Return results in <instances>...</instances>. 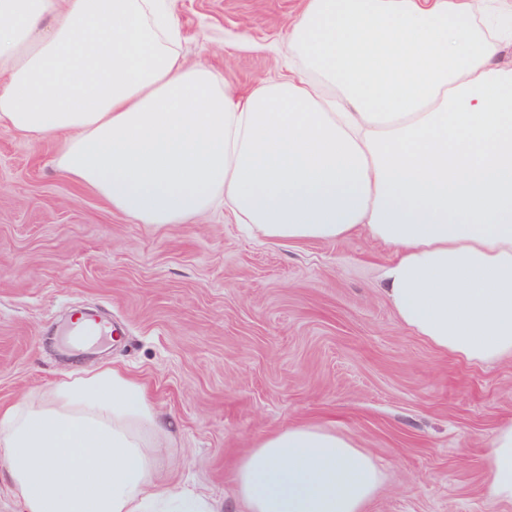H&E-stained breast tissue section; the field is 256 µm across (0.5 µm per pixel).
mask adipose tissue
I'll list each match as a JSON object with an SVG mask.
<instances>
[{
  "label": "adipose tissue",
  "instance_id": "ef3b65f1",
  "mask_svg": "<svg viewBox=\"0 0 512 512\" xmlns=\"http://www.w3.org/2000/svg\"><path fill=\"white\" fill-rule=\"evenodd\" d=\"M174 0H0V126L63 138L59 168L141 223L223 203L256 237L392 251L400 323L473 364L512 358V0H303L286 71L238 93L180 54ZM167 423L103 368L0 411L20 512H219L159 487ZM484 496L512 503V422ZM382 476L335 430L295 424L245 449L243 512H363Z\"/></svg>",
  "mask_w": 512,
  "mask_h": 512
}]
</instances>
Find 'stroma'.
<instances>
[{
  "mask_svg": "<svg viewBox=\"0 0 512 512\" xmlns=\"http://www.w3.org/2000/svg\"><path fill=\"white\" fill-rule=\"evenodd\" d=\"M181 55L239 91L276 78L302 0H175ZM60 143L0 126V407L102 365L145 384L171 423L172 477L233 512L245 449L292 423L368 451L365 512H512L488 500L486 448L512 421V359L470 364L403 327L390 250L363 236L276 244L223 208L160 228L113 212L58 168ZM85 306L116 337L65 360Z\"/></svg>",
  "mask_w": 512,
  "mask_h": 512,
  "instance_id": "stroma-1",
  "label": "stroma"
}]
</instances>
